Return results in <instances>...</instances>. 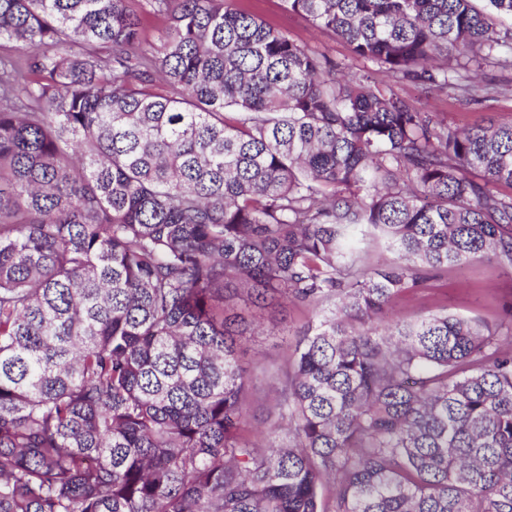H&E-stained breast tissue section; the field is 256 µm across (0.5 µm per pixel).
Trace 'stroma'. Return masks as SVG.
<instances>
[{
	"label": "stroma",
	"mask_w": 512,
	"mask_h": 512,
	"mask_svg": "<svg viewBox=\"0 0 512 512\" xmlns=\"http://www.w3.org/2000/svg\"><path fill=\"white\" fill-rule=\"evenodd\" d=\"M235 4L288 32L308 49L342 64L345 72L366 73L378 83H389L390 78L384 70L354 58L348 45L337 35L318 30L305 16L289 11L284 0H235ZM483 74L486 80L498 85L499 92L495 98L479 104L454 100L412 82L399 83L396 90L412 100L421 111L440 113L446 120L461 126L479 125L490 117L498 120L512 118V66L489 63L484 65ZM510 304L512 270L485 258L464 268H449L447 273L431 280L428 287L402 296L393 306V317L402 320L422 312L444 310L482 319L491 329L501 332L511 322L503 311L504 306ZM311 316L309 307L277 302L262 311L259 317L263 332L248 337L242 345L239 363L251 380L247 410L251 436L255 440L263 438L261 420L278 387L274 373L284 367ZM276 325L284 327V334L270 335V327Z\"/></svg>",
	"instance_id": "1"
}]
</instances>
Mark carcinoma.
Returning a JSON list of instances; mask_svg holds the SVG:
<instances>
[{
  "mask_svg": "<svg viewBox=\"0 0 512 512\" xmlns=\"http://www.w3.org/2000/svg\"><path fill=\"white\" fill-rule=\"evenodd\" d=\"M286 2L475 104L459 71L512 58L473 0ZM148 6L154 41L129 0H0V512H512V348L387 319L512 267V119L423 112L233 0ZM236 298L314 310L264 445Z\"/></svg>",
  "mask_w": 512,
  "mask_h": 512,
  "instance_id": "cac0c4a2",
  "label": "carcinoma"
}]
</instances>
